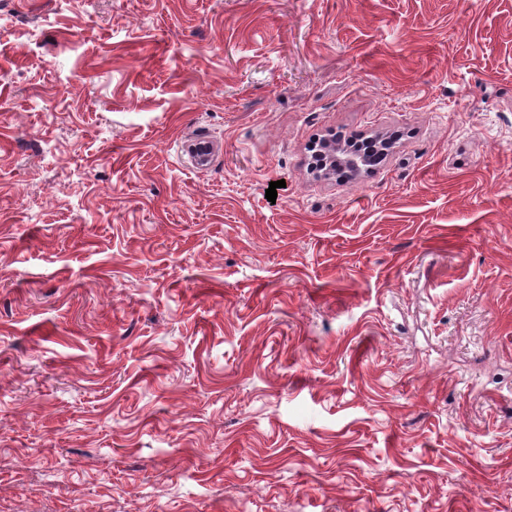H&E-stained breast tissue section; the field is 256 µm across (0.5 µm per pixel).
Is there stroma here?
<instances>
[{
  "instance_id": "35a3bbf8",
  "label": "stroma",
  "mask_w": 512,
  "mask_h": 512,
  "mask_svg": "<svg viewBox=\"0 0 512 512\" xmlns=\"http://www.w3.org/2000/svg\"><path fill=\"white\" fill-rule=\"evenodd\" d=\"M244 503L512 512V0H0V512Z\"/></svg>"
}]
</instances>
